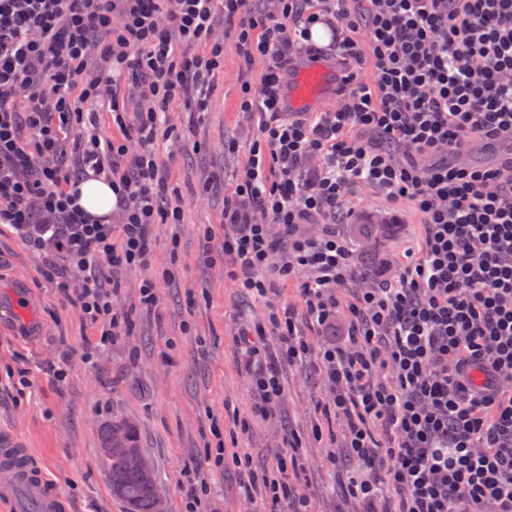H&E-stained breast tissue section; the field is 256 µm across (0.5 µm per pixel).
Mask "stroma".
<instances>
[{"instance_id":"35a3bbf8","label":"stroma","mask_w":512,"mask_h":512,"mask_svg":"<svg viewBox=\"0 0 512 512\" xmlns=\"http://www.w3.org/2000/svg\"><path fill=\"white\" fill-rule=\"evenodd\" d=\"M169 120L193 127L201 143L195 151L174 142L157 149L185 205V221L153 225L151 265L123 272L114 305L128 312L131 324L108 348H98L95 327L58 302L39 273L40 258L9 228L0 229V432L33 451L72 512H127L112 494L100 455L102 428L115 418L139 424L140 452L154 468L165 512H183L197 487L207 490L201 512H253L259 492L245 486L235 458L244 455L253 468H267L291 434L307 460L295 482L313 512H363L324 463L330 453L344 458L346 448L314 362L282 365V403L267 414L253 410L251 382L277 337L267 335L253 353L240 336L269 307L299 308L303 275L274 282L263 303L237 288L220 253L200 246L206 234L214 245L224 241V187L244 164L254 135L237 108L236 89L217 83L203 120L179 109ZM228 140L239 152L225 153ZM390 210L379 197L358 208V216L374 221L367 237L348 217L336 227L356 253L369 257L350 293L395 274L405 251L421 241L412 210L400 206V223L389 224ZM147 279L159 282V301L150 309L139 304ZM23 376L28 385H20ZM216 426L224 440L220 468L208 458Z\"/></svg>"}]
</instances>
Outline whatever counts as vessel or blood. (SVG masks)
Here are the masks:
<instances>
[{
  "mask_svg": "<svg viewBox=\"0 0 512 512\" xmlns=\"http://www.w3.org/2000/svg\"><path fill=\"white\" fill-rule=\"evenodd\" d=\"M340 70L334 58L305 55L296 60L288 88V104L299 111L316 112L331 102ZM0 484L12 492L13 512H70L38 462L22 442L0 434Z\"/></svg>",
  "mask_w": 512,
  "mask_h": 512,
  "instance_id": "vessel-or-blood-1",
  "label": "vessel or blood"
}]
</instances>
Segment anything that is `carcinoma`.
Returning a JSON list of instances; mask_svg holds the SVG:
<instances>
[{
	"instance_id": "1",
	"label": "carcinoma",
	"mask_w": 512,
	"mask_h": 512,
	"mask_svg": "<svg viewBox=\"0 0 512 512\" xmlns=\"http://www.w3.org/2000/svg\"><path fill=\"white\" fill-rule=\"evenodd\" d=\"M101 456L112 483V495L123 500L129 512H164L156 492L152 465L138 448V428L114 419L102 432Z\"/></svg>"
}]
</instances>
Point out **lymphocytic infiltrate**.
Masks as SVG:
<instances>
[{"mask_svg": "<svg viewBox=\"0 0 512 512\" xmlns=\"http://www.w3.org/2000/svg\"><path fill=\"white\" fill-rule=\"evenodd\" d=\"M317 25L335 33L320 51L342 77L331 108L300 112L288 77L317 51ZM220 78L256 120L224 189L239 288L262 299L304 272L306 319H347L345 341L319 347L287 311L245 333L252 348L268 330L279 339L252 383L258 411L282 396L281 363L315 358L346 435L349 495H387L385 512H512V162L462 152L512 141V0H0V224L41 256L100 347L123 323L117 272L150 264L153 225L184 221L156 147L192 146V133L166 114H205ZM84 172L112 184L118 223L68 192ZM373 193L408 204L423 236L396 274L349 298L354 250L336 224ZM297 451L246 470L259 512H312Z\"/></svg>", "mask_w": 512, "mask_h": 512, "instance_id": "f902f5d3", "label": "lymphocytic infiltrate"}]
</instances>
